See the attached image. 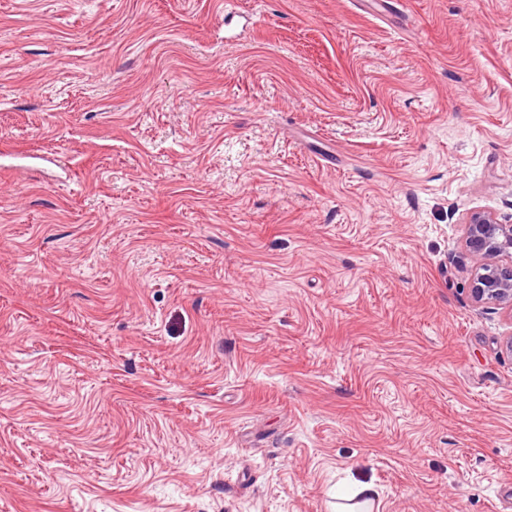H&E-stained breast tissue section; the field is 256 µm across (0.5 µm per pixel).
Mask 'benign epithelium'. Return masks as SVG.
Returning a JSON list of instances; mask_svg holds the SVG:
<instances>
[{
  "instance_id": "benign-epithelium-1",
  "label": "benign epithelium",
  "mask_w": 512,
  "mask_h": 512,
  "mask_svg": "<svg viewBox=\"0 0 512 512\" xmlns=\"http://www.w3.org/2000/svg\"><path fill=\"white\" fill-rule=\"evenodd\" d=\"M464 248L474 260L469 281L473 302L493 303L512 317V224L474 212L465 224Z\"/></svg>"
}]
</instances>
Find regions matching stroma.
Instances as JSON below:
<instances>
[{
    "label": "stroma",
    "instance_id": "1",
    "mask_svg": "<svg viewBox=\"0 0 512 512\" xmlns=\"http://www.w3.org/2000/svg\"><path fill=\"white\" fill-rule=\"evenodd\" d=\"M0 0V512H512V0ZM474 212L464 232L466 254L474 260L469 292L478 305L493 303L512 318V224Z\"/></svg>",
    "mask_w": 512,
    "mask_h": 512
}]
</instances>
